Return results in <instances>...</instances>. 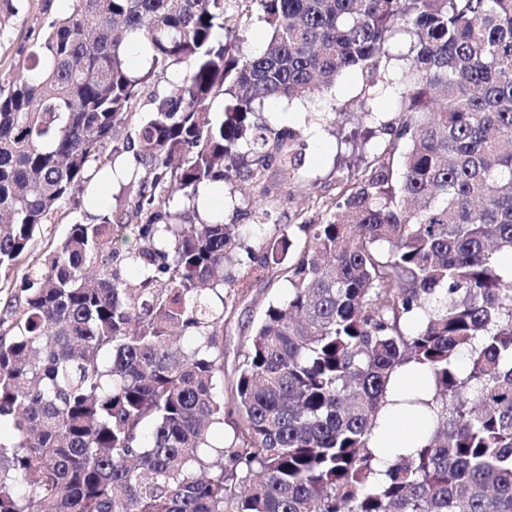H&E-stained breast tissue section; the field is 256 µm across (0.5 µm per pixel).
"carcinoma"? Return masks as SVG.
I'll return each mask as SVG.
<instances>
[{"mask_svg":"<svg viewBox=\"0 0 512 512\" xmlns=\"http://www.w3.org/2000/svg\"><path fill=\"white\" fill-rule=\"evenodd\" d=\"M252 5L268 38L246 51L223 36ZM181 66L117 142L143 85ZM349 68L365 99L401 98L393 148L258 250L246 224L195 222L199 187L237 179L267 219L304 143L261 110ZM110 141L134 162L123 206L71 225L0 319V512H512V0H74L0 69V276ZM247 279L288 294L226 383ZM410 363L433 382L429 436L377 483L371 439ZM390 54L386 63L390 78L400 79L410 68L414 56L409 39L405 35H398L390 47Z\"/></svg>","mask_w":512,"mask_h":512,"instance_id":"carcinoma-1","label":"carcinoma"}]
</instances>
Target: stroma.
<instances>
[{
  "label": "stroma",
  "instance_id": "35a3bbf8",
  "mask_svg": "<svg viewBox=\"0 0 512 512\" xmlns=\"http://www.w3.org/2000/svg\"><path fill=\"white\" fill-rule=\"evenodd\" d=\"M20 5L19 14L0 28V68L22 60L23 49L30 47L34 39L44 32L49 21L72 10V0H20ZM361 89L360 71L349 69L338 77L331 90L319 98L317 104L335 103L344 116L335 125L326 120L320 121L321 137L317 140L308 136L310 126L307 118L313 105L306 98L284 99L264 106L261 111L263 120L277 128L290 126L304 133L305 157L300 182L292 188L288 198L271 207L268 222L256 227L252 241L254 247L268 244L277 227L287 224L295 211L314 208L317 197L335 195L341 181L357 171L362 153H379L390 148L392 140L389 135L379 133L367 139L363 132L378 124L395 121L400 112V100L381 94L366 101L362 98ZM89 219L84 207L70 200L62 203L52 224L45 226L34 249L25 257V264H34L45 251L53 249L72 224L85 223ZM273 296V290L264 288L259 282L240 290L237 313L224 328L225 376H233L239 363V353L262 314V304Z\"/></svg>",
  "mask_w": 512,
  "mask_h": 512
}]
</instances>
